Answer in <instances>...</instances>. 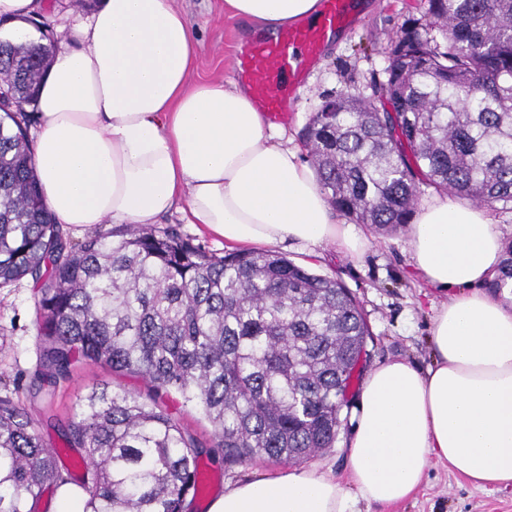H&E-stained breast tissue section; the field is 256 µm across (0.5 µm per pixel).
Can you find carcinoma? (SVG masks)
Segmentation results:
<instances>
[{"instance_id": "obj_1", "label": "carcinoma", "mask_w": 512, "mask_h": 512, "mask_svg": "<svg viewBox=\"0 0 512 512\" xmlns=\"http://www.w3.org/2000/svg\"><path fill=\"white\" fill-rule=\"evenodd\" d=\"M388 48L373 97L321 102L302 140L328 202L358 224L404 229L424 187L512 206V0H428ZM434 28L445 45L424 37ZM52 43L0 40V83L34 105ZM489 283L512 288V242ZM39 285L34 396L80 360L139 376L96 385L61 433L78 451L83 512H186L204 452L160 406L178 395L245 462L295 464L332 447L370 336L339 282L282 254L222 256L168 230L67 240L46 208L21 113L0 107V288ZM27 409L0 396V512H41L71 483Z\"/></svg>"}]
</instances>
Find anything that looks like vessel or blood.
I'll use <instances>...</instances> for the list:
<instances>
[{
	"label": "vessel or blood",
	"mask_w": 512,
	"mask_h": 512,
	"mask_svg": "<svg viewBox=\"0 0 512 512\" xmlns=\"http://www.w3.org/2000/svg\"><path fill=\"white\" fill-rule=\"evenodd\" d=\"M349 23L348 0H321L315 21L244 41L236 52L234 72L249 89L258 111L277 120L285 118L306 82L309 63L330 36ZM283 73L288 76L284 88L276 82Z\"/></svg>",
	"instance_id": "obj_1"
}]
</instances>
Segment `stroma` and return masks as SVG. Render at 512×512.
Returning a JSON list of instances; mask_svg holds the SVG:
<instances>
[{
  "mask_svg": "<svg viewBox=\"0 0 512 512\" xmlns=\"http://www.w3.org/2000/svg\"><path fill=\"white\" fill-rule=\"evenodd\" d=\"M353 10L352 25L326 43L319 58L310 66L307 81L292 114L280 128L289 146L306 156L301 132L322 99L339 92L370 95L372 76H383L388 65L385 47L408 16L423 15L428 0H361ZM196 29L195 63L190 83L203 80L232 82L233 59L243 40L241 22L224 13V0H174ZM361 231L370 240L368 250L352 259L333 250L312 255L298 245H288L283 253L296 264L337 279L355 297L369 326V356L356 368L347 395L357 402L366 375L386 361L400 357L417 368L431 363L430 341L433 308L442 301L437 289L415 278L409 265L405 232L382 233L369 226ZM38 293L32 280L25 279L12 288H0V395L10 394L28 401L29 376L39 355ZM96 384L113 388L144 389L140 377L118 374L90 361L75 364L68 380L54 394L31 402L37 428L46 445L60 443V432L75 417L82 398ZM163 408L203 447L213 442V428L192 405L177 396L165 398ZM215 479L205 494L195 496L187 512H205L207 504L226 484L257 472H273L277 463L256 459L235 462L223 456L201 455L197 459ZM360 512H512V487L487 490L474 488L447 463L430 460L416 494L395 505L360 503Z\"/></svg>",
  "mask_w": 512,
  "mask_h": 512,
  "instance_id": "35a3bbf8",
  "label": "stroma"
}]
</instances>
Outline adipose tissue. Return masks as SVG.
Returning <instances> with one entry per match:
<instances>
[{"instance_id": "ef3b65f1", "label": "adipose tissue", "mask_w": 512, "mask_h": 512, "mask_svg": "<svg viewBox=\"0 0 512 512\" xmlns=\"http://www.w3.org/2000/svg\"><path fill=\"white\" fill-rule=\"evenodd\" d=\"M265 34L315 17L319 0H225ZM45 0H0V35L20 43ZM39 86L35 168L64 226L155 224L177 203L190 223L242 246L296 242L361 257L313 170L238 85L188 86L196 33L173 0H97ZM410 264L446 299L432 318L433 362L373 369L348 442L353 485L322 466L285 467L227 486L208 512H357L418 490L429 460L478 487L512 485V306L487 292L504 243L489 212L438 197L407 232Z\"/></svg>"}]
</instances>
